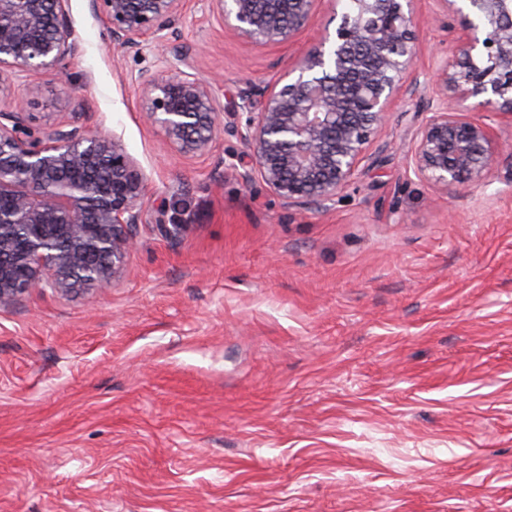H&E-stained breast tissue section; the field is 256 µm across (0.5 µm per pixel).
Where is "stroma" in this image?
Here are the masks:
<instances>
[{
    "mask_svg": "<svg viewBox=\"0 0 512 512\" xmlns=\"http://www.w3.org/2000/svg\"><path fill=\"white\" fill-rule=\"evenodd\" d=\"M66 10L68 82L9 75L0 106L119 137L146 216L107 291L0 308V512H512V114L483 115L489 181L445 192L409 166L426 99L399 102L328 209L288 208L238 136L185 155L140 112L165 46ZM445 12L416 0L409 79L451 56ZM335 26L320 0L259 48L189 0L174 44L229 112Z\"/></svg>",
    "mask_w": 512,
    "mask_h": 512,
    "instance_id": "stroma-1",
    "label": "stroma"
}]
</instances>
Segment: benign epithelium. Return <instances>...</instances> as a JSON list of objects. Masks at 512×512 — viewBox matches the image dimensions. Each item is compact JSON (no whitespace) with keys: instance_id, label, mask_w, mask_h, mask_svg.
Instances as JSON below:
<instances>
[{"instance_id":"benign-epithelium-1","label":"benign epithelium","mask_w":512,"mask_h":512,"mask_svg":"<svg viewBox=\"0 0 512 512\" xmlns=\"http://www.w3.org/2000/svg\"><path fill=\"white\" fill-rule=\"evenodd\" d=\"M66 0H0V74L63 78L77 50ZM112 47L162 43L187 0H91ZM318 0H209L224 30L255 46L289 44ZM414 0H355L288 72L239 94L224 124L213 82L174 52L140 73L141 111L184 154L207 151L224 132L251 151L260 176L288 207L324 210L368 160L395 104L424 90L406 73L417 53ZM451 2L461 35L432 84L431 116L409 155L414 174L445 191L488 180L499 162L492 127L477 112H512V0ZM146 175L116 138L74 127L30 128L0 109V308L34 288L103 291L120 278L142 223Z\"/></svg>"}]
</instances>
